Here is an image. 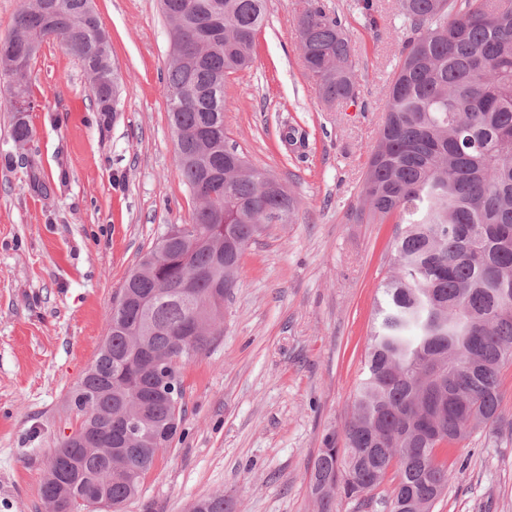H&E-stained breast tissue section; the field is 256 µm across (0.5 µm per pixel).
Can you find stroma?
<instances>
[{
	"mask_svg": "<svg viewBox=\"0 0 512 512\" xmlns=\"http://www.w3.org/2000/svg\"><path fill=\"white\" fill-rule=\"evenodd\" d=\"M346 19L358 95L327 107L299 50L306 0H268L251 68L224 80V127L248 162L298 199L243 253L221 334L181 370L184 418L124 512H189L224 494L233 512H319L312 462L341 434L363 376L394 225L355 220L403 35L396 0H326ZM122 84L98 111L58 42L33 62L23 150L0 81V512H46L41 484L81 419L70 396L108 334L131 271L194 201L166 101L169 24L159 0H92ZM305 131L284 143V126ZM13 154L5 165L4 154ZM501 419L447 454L433 512H512V363Z\"/></svg>",
	"mask_w": 512,
	"mask_h": 512,
	"instance_id": "stroma-1",
	"label": "stroma"
}]
</instances>
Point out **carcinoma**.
I'll return each mask as SVG.
<instances>
[{"label": "carcinoma", "instance_id": "obj_1", "mask_svg": "<svg viewBox=\"0 0 512 512\" xmlns=\"http://www.w3.org/2000/svg\"><path fill=\"white\" fill-rule=\"evenodd\" d=\"M52 25L35 30V0L19 10L8 39L24 63L30 41L57 40L88 68L105 29L87 17V0H60ZM170 39L186 62L168 60L166 97L176 161L191 195L207 198L188 224H173L168 252L140 261L138 287L125 283L120 306L92 369L72 393L82 413L81 447L63 441L49 461L45 503L73 512L90 493L112 512L134 499L184 413L165 398L133 356L141 340L180 369L210 345L236 285L240 259L272 224H288L298 201L273 190L224 136V78L253 61L266 0H162ZM405 39L386 93L385 118L371 148L358 217L396 225L391 265L365 375L345 422L343 446L319 449L311 494L320 512L336 497L356 500L396 482L390 512H432L448 485L439 451L499 418L501 369L512 362V0H398ZM299 49L322 99L358 94L350 41L335 11L311 0L299 16ZM92 85L96 106L117 112L121 76L107 59ZM117 404L139 416L140 439L118 449ZM224 495L195 512H229Z\"/></svg>", "mask_w": 512, "mask_h": 512}]
</instances>
